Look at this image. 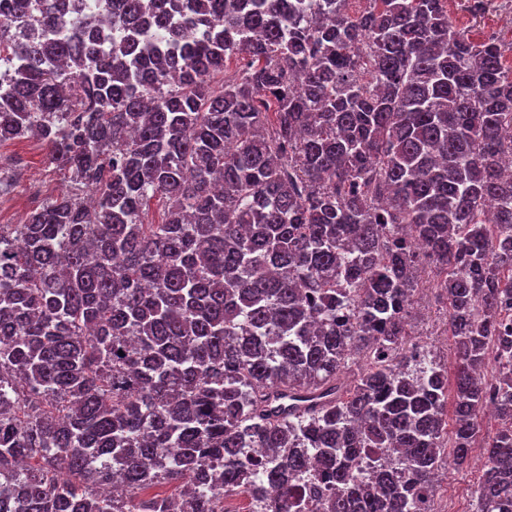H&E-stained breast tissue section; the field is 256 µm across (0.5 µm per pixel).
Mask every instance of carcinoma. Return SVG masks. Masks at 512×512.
I'll return each instance as SVG.
<instances>
[{
	"mask_svg": "<svg viewBox=\"0 0 512 512\" xmlns=\"http://www.w3.org/2000/svg\"><path fill=\"white\" fill-rule=\"evenodd\" d=\"M349 2L0 9V143L74 185L0 224V512H420L478 446L512 512V42Z\"/></svg>",
	"mask_w": 512,
	"mask_h": 512,
	"instance_id": "obj_1",
	"label": "carcinoma"
}]
</instances>
